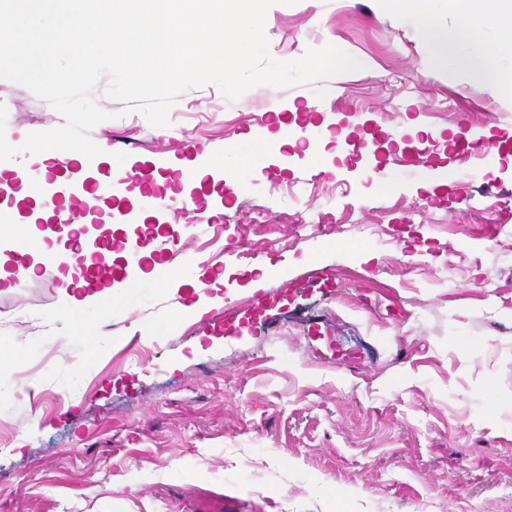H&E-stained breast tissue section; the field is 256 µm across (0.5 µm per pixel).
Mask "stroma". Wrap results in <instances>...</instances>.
Instances as JSON below:
<instances>
[{"label": "stroma", "instance_id": "35a3bbf8", "mask_svg": "<svg viewBox=\"0 0 512 512\" xmlns=\"http://www.w3.org/2000/svg\"><path fill=\"white\" fill-rule=\"evenodd\" d=\"M265 34L275 60L332 45L362 67L194 86L165 127L92 92L110 169L224 171L201 208H145L133 183L112 207V261L174 235L181 279L142 264L89 316L49 214L0 201V512H512V76L429 64L383 0H280ZM268 101L310 120L323 166L241 158L289 136L258 123ZM0 103L13 146L65 123L9 80ZM259 278L289 291L255 313Z\"/></svg>", "mask_w": 512, "mask_h": 512}]
</instances>
